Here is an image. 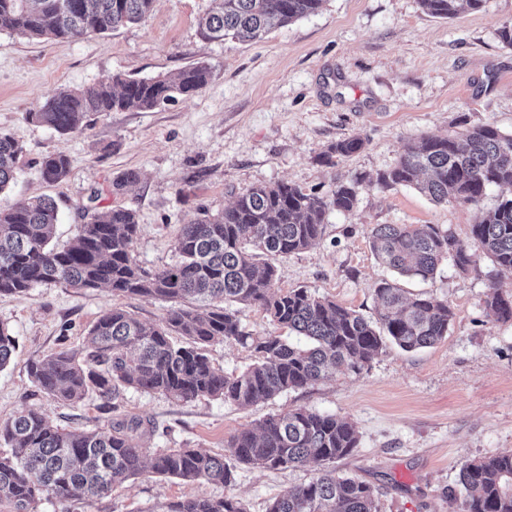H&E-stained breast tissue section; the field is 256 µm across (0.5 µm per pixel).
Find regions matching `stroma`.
<instances>
[{
  "mask_svg": "<svg viewBox=\"0 0 512 512\" xmlns=\"http://www.w3.org/2000/svg\"><path fill=\"white\" fill-rule=\"evenodd\" d=\"M214 6L157 0L145 22L105 36L37 40L0 32V132L23 147L0 203L52 198L58 245L74 236L83 206L134 210L140 230L133 255L141 266L158 268L176 261V237L200 209L222 211L258 185L287 182L327 195L357 178L355 208L328 212L319 245L277 258L280 288L307 289L374 321L375 285L395 280L410 294L448 302L454 318L447 336L410 352L387 345L360 372L247 408L132 388L112 404L92 391L71 406L36 387L29 363L82 348L112 307L158 323L171 304L107 288L39 284L0 297V323L15 341L0 369V421L31 408L53 425L91 431L138 417L158 427L141 440L148 450L222 454L232 435L267 415L305 408L353 424L358 446L335 466L374 486L378 512H454L462 466L512 452V321L494 320L484 309L490 287L512 294V272L500 271L471 233L480 210L506 192L494 187L481 204H446L409 187H379L375 179L398 163L407 144L426 136H459L482 125L512 134V49L499 39L500 29L512 25V0H485L481 9L450 19L432 17L419 0H325L318 12L255 43L203 40L199 20ZM198 63L209 71L207 85L150 111L97 114L69 135L28 118L63 88L116 76H174ZM352 136L363 141L358 152L332 166L319 162L328 145ZM54 153L67 156L69 170L50 185L39 168ZM377 224L438 225L469 244L477 269L462 274L446 259L431 279L397 277L372 249ZM313 474L309 466L241 465L225 486L146 473L98 499L42 500L39 512H167L169 504L197 496L232 497L247 512H266Z\"/></svg>",
  "mask_w": 512,
  "mask_h": 512,
  "instance_id": "35a3bbf8",
  "label": "stroma"
}]
</instances>
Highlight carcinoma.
Wrapping results in <instances>:
<instances>
[{
    "label": "carcinoma",
    "mask_w": 512,
    "mask_h": 512,
    "mask_svg": "<svg viewBox=\"0 0 512 512\" xmlns=\"http://www.w3.org/2000/svg\"><path fill=\"white\" fill-rule=\"evenodd\" d=\"M155 0H0V31L33 39H72L104 35L127 24L144 22ZM325 0H219L199 21L206 40L257 41L317 12ZM427 13L448 19L485 0H420ZM208 82L204 65L182 70L174 79H123L119 76L79 89L60 91L32 121L60 134L87 126L92 113L149 111L174 95H192ZM363 145L353 136L338 141L322 159L347 157ZM21 147L0 133V193L15 179ZM68 159L43 157L41 178L63 180ZM376 183L418 190L436 203H477L491 186L512 188V135L485 125L452 136L427 137L407 147ZM357 186L341 183L323 197L278 182L256 186L237 196L217 214L184 224L175 241L179 260L146 269L133 257L139 231L134 211L84 208L85 221L63 247L51 245L57 221L54 202L39 197L26 204L0 207V296L26 293L33 286L61 282L76 289L107 287L122 296H149L172 303L159 324H146L121 308L103 313L88 332L87 345L62 349L29 372L38 389L76 405L93 390L105 400L134 388L180 401L222 399L251 406L302 388L328 374L356 372L391 342L405 351L428 347L448 335L453 312L432 295L410 298L394 281L374 287L381 305L380 326L356 311L315 296L304 288L283 291L272 259L315 246L322 238L327 212L351 211ZM472 237L498 267L512 271V197L482 213ZM376 255L399 275L427 279L443 258L462 273L476 270L468 244L436 224H378L371 229ZM231 303L257 305L283 328L304 336V348L287 336L245 332ZM487 316L512 321V295L492 287L484 300ZM233 340L251 349L254 361L227 375L215 367L208 347ZM14 351L0 326V368ZM154 432L140 418L110 422L93 431L66 430L28 409L0 426V504L14 512H38L44 498H101L145 470L162 478L228 485L236 467L265 469L319 466L305 484L275 498L268 512H378L374 489L336 472L332 464L358 444L355 428L334 415L297 408L270 414L257 429H246L227 442L230 456L195 448H159L151 457L139 438ZM463 499L458 512H512V452L463 466ZM168 512H246L232 498L194 497L174 503Z\"/></svg>",
    "instance_id": "cac0c4a2"
}]
</instances>
